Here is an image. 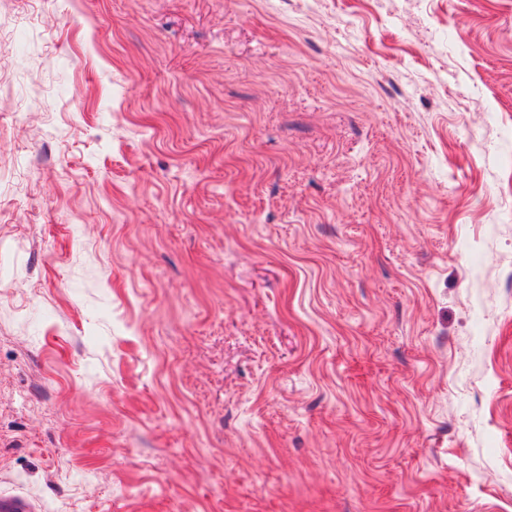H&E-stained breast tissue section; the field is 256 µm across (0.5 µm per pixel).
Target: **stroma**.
I'll list each match as a JSON object with an SVG mask.
<instances>
[{
  "mask_svg": "<svg viewBox=\"0 0 512 512\" xmlns=\"http://www.w3.org/2000/svg\"><path fill=\"white\" fill-rule=\"evenodd\" d=\"M0 9V502L512 512V0Z\"/></svg>",
  "mask_w": 512,
  "mask_h": 512,
  "instance_id": "35a3bbf8",
  "label": "stroma"
}]
</instances>
